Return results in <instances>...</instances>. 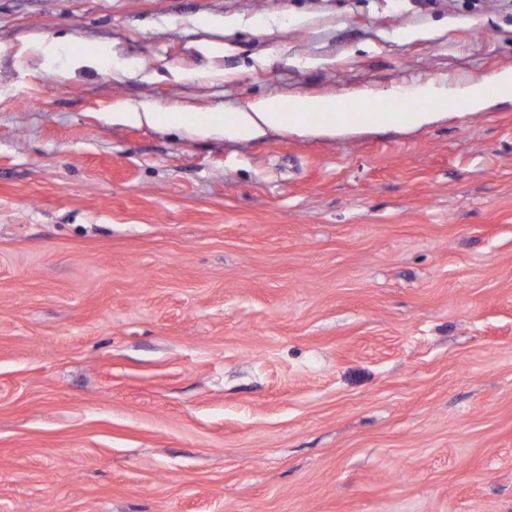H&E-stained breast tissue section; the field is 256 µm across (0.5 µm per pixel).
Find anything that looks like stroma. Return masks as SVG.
Listing matches in <instances>:
<instances>
[{
	"label": "stroma",
	"mask_w": 512,
	"mask_h": 512,
	"mask_svg": "<svg viewBox=\"0 0 512 512\" xmlns=\"http://www.w3.org/2000/svg\"><path fill=\"white\" fill-rule=\"evenodd\" d=\"M505 68L512 0H0V512H512L511 101L109 117ZM389 96L397 100L385 101L393 114L380 112L379 102ZM448 97L466 104L468 112H482L491 100L512 101V69L499 71L490 79L470 81L448 89L443 83L428 81L404 91L392 90L384 95L365 93L351 100L336 120V102L331 99L295 96L285 102L281 98H264L235 112H175L155 108L122 110L112 113V123L121 125H147L158 129L182 131L194 138L206 140L220 138L231 142L248 143L264 137L271 131L305 130L319 134L356 125L378 126L391 124L406 131L429 125L448 114ZM400 99H421L426 108L414 109L421 104ZM288 109V112L286 110Z\"/></svg>",
	"instance_id": "obj_1"
}]
</instances>
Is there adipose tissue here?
<instances>
[{
	"mask_svg": "<svg viewBox=\"0 0 512 512\" xmlns=\"http://www.w3.org/2000/svg\"><path fill=\"white\" fill-rule=\"evenodd\" d=\"M406 100L421 99L425 108L387 114L379 109L380 97L365 93L336 112L332 100L312 96H296L289 100L264 98L235 112H175L155 108L124 110L113 113L112 121L121 125H147L158 129H174L206 140L220 138L248 143L271 131L303 130L319 134L326 130L356 125L391 124L406 131L429 125L448 112L449 100L464 102L468 111L485 110L491 100L512 101V69L499 71L489 79H479L451 89L445 84L429 81L401 91Z\"/></svg>",
	"mask_w": 512,
	"mask_h": 512,
	"instance_id": "ef3b65f1",
	"label": "adipose tissue"
}]
</instances>
